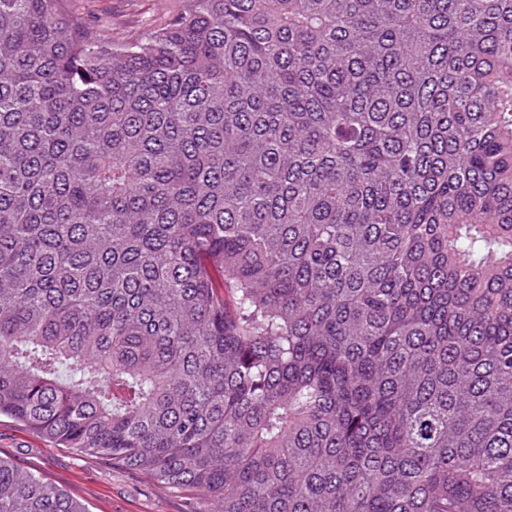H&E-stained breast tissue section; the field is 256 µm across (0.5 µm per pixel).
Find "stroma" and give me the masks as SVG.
I'll use <instances>...</instances> for the list:
<instances>
[{"label":"stroma","mask_w":512,"mask_h":512,"mask_svg":"<svg viewBox=\"0 0 512 512\" xmlns=\"http://www.w3.org/2000/svg\"><path fill=\"white\" fill-rule=\"evenodd\" d=\"M185 0H74L87 23L104 29L113 43L144 37L166 26ZM0 456L63 488L90 512H192L195 495L166 489L146 474L58 447L21 423L0 416Z\"/></svg>","instance_id":"35a3bbf8"}]
</instances>
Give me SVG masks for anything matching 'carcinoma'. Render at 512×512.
<instances>
[{
	"label": "carcinoma",
	"instance_id": "carcinoma-1",
	"mask_svg": "<svg viewBox=\"0 0 512 512\" xmlns=\"http://www.w3.org/2000/svg\"><path fill=\"white\" fill-rule=\"evenodd\" d=\"M2 414L199 512H512V0H0ZM185 0H77L74 9L87 23L123 44L166 26L185 7Z\"/></svg>",
	"mask_w": 512,
	"mask_h": 512
}]
</instances>
